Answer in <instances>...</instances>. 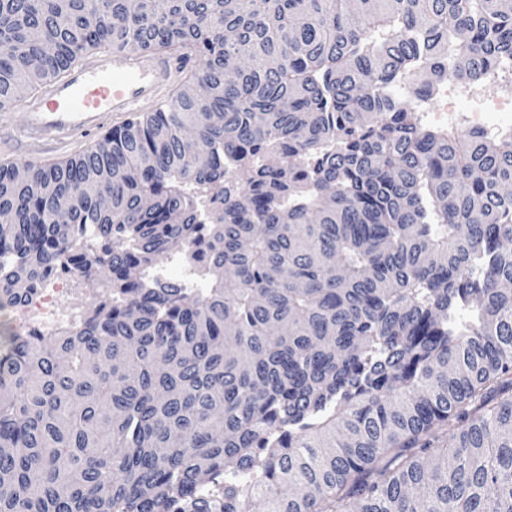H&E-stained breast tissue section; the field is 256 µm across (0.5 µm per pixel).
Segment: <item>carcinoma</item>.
<instances>
[{"mask_svg": "<svg viewBox=\"0 0 512 512\" xmlns=\"http://www.w3.org/2000/svg\"><path fill=\"white\" fill-rule=\"evenodd\" d=\"M109 47L208 93L0 162V310L106 284L0 336V512H512V140L395 93L512 61V0H0V112ZM158 277L169 281L176 278L180 280L181 283L187 284L190 288H194L198 292H203L204 288H206L203 282L192 275L190 265L183 258L159 270ZM74 281L84 284L87 293H95L97 281L83 278L78 279L70 274H59L45 280L24 300L11 307V321L9 324L19 335H28L34 331L51 336L66 326L74 330L78 327L80 319L76 315L66 316L58 311V303L71 289ZM62 308L66 312L81 313L93 305L94 298L83 292L79 286L73 285ZM8 326V327H9Z\"/></svg>", "mask_w": 512, "mask_h": 512, "instance_id": "1", "label": "carcinoma"}]
</instances>
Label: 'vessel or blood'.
<instances>
[{"instance_id": "vessel-or-blood-1", "label": "vessel or blood", "mask_w": 512, "mask_h": 512, "mask_svg": "<svg viewBox=\"0 0 512 512\" xmlns=\"http://www.w3.org/2000/svg\"><path fill=\"white\" fill-rule=\"evenodd\" d=\"M183 60L166 54L101 52L69 69L24 105L11 128L0 114V154L65 153L73 143L166 104Z\"/></svg>"}]
</instances>
